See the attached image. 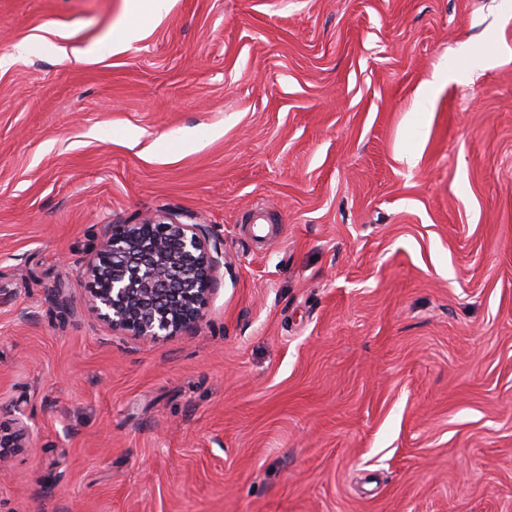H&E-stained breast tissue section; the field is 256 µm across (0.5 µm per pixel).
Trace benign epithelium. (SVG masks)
I'll return each mask as SVG.
<instances>
[{
  "label": "benign epithelium",
  "instance_id": "7a95c632",
  "mask_svg": "<svg viewBox=\"0 0 512 512\" xmlns=\"http://www.w3.org/2000/svg\"><path fill=\"white\" fill-rule=\"evenodd\" d=\"M224 251L206 224L157 216L113 224L88 262V302L112 330L144 340L188 332L200 321ZM28 448L27 427L0 424V460Z\"/></svg>",
  "mask_w": 512,
  "mask_h": 512
}]
</instances>
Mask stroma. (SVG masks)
Here are the masks:
<instances>
[{
  "label": "stroma",
  "mask_w": 512,
  "mask_h": 512,
  "mask_svg": "<svg viewBox=\"0 0 512 512\" xmlns=\"http://www.w3.org/2000/svg\"><path fill=\"white\" fill-rule=\"evenodd\" d=\"M130 21L0 0V512H512V0ZM162 215L228 265L145 342L85 266ZM12 425H2L0 423V475L1 478L6 476L7 470L2 466L1 461L7 454L10 448H29L33 453L37 452L38 448L30 442L27 427L20 422H14Z\"/></svg>",
  "instance_id": "35a3bbf8"
}]
</instances>
